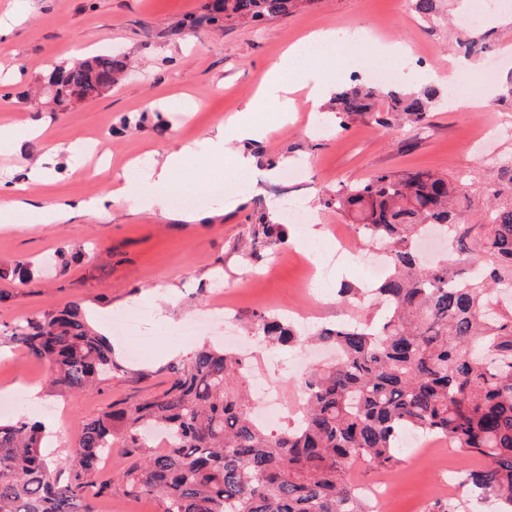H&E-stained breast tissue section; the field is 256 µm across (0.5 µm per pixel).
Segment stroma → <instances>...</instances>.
Masks as SVG:
<instances>
[{
    "label": "stroma",
    "mask_w": 512,
    "mask_h": 512,
    "mask_svg": "<svg viewBox=\"0 0 512 512\" xmlns=\"http://www.w3.org/2000/svg\"><path fill=\"white\" fill-rule=\"evenodd\" d=\"M202 0H0V16L15 15L19 22L0 40V123L37 124L43 134L26 140L12 153L0 155V171L23 177L37 162L51 160L48 184L28 190L36 207L78 202L102 195L110 173L146 153H164L207 137L216 121L242 110L262 83L268 68L293 43L311 31L328 27L339 33L370 30L371 41L361 43L358 62L367 72L399 67L416 82L435 72L437 84L447 87L455 76L460 52L444 30L424 28L407 0H316L285 17L259 26L225 23L218 32L190 34L180 24L196 12ZM505 64L497 70L480 69L472 82L477 94L464 110L442 105L427 125L391 129L370 120H351L347 130L324 128L325 116L308 111L303 94L287 123L275 112L258 108L255 118L266 125V135L255 143L261 161L252 177L276 183L291 168L307 165L306 186L287 200L232 186L235 206L210 195L214 178L223 176L228 161L205 159L189 172L176 174L175 183L193 181L195 194L206 205L166 211L132 212L113 203L106 211L89 210L55 224L30 225L19 220L0 229V268L26 258L34 264L64 250L73 254L68 266H56L20 281L0 278V325L31 313L52 310L77 300L100 321L102 330L127 312L144 309L137 330L111 336L120 370L100 388L57 395L47 394L40 405L29 402L0 414L10 421L24 415L52 423L46 450L56 463L64 461L76 434L72 422L95 418L117 403L132 404L150 398L171 384L170 364L177 352H189L203 343L220 344L222 329L201 324L210 303L234 305L233 327L247 345L252 367H264L270 384L281 391L283 408L297 397L295 374L288 370L286 350H272L256 341L246 326L253 313L281 314L283 308L303 302L315 314V326H333L375 317L371 303L344 305L322 296L301 297L306 269L297 243L305 227L289 224V241L277 251V263L249 257L250 227L259 207H283L299 202L316 228L324 249H332L334 234L351 231L349 219L333 212H317L314 203L323 190L362 180L381 172L431 169L476 181L483 164L512 152V105L497 103L494 89L501 75L512 71V7L496 11L483 27ZM401 43L410 56L379 61L375 46ZM128 56L130 69L111 91L89 102L54 108L38 102L35 91L44 73L75 60L76 50L92 53L100 45ZM191 96L196 111L180 112L177 102ZM148 113L147 122L122 127L121 117ZM105 131L94 142L95 154L110 159L109 172L97 173L79 144L87 135ZM166 321H156L154 310L165 303ZM0 350L15 352L0 360V398L44 388L46 369L35 359L16 352L0 338ZM438 460L403 453L394 469L397 495L390 512H424L435 495L449 497L458 512H493L492 500L476 502L462 483L465 471L481 466L477 457L443 446Z\"/></svg>",
    "instance_id": "1"
}]
</instances>
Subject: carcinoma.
<instances>
[{
    "instance_id": "cac0c4a2",
    "label": "carcinoma",
    "mask_w": 512,
    "mask_h": 512,
    "mask_svg": "<svg viewBox=\"0 0 512 512\" xmlns=\"http://www.w3.org/2000/svg\"><path fill=\"white\" fill-rule=\"evenodd\" d=\"M304 1L316 2L203 0L189 28H222L226 20L258 25ZM409 4L425 22L441 17L443 0ZM456 42L468 57L492 50L476 31ZM126 68V57L98 52L53 68L43 83L56 86L55 103L67 107L68 86L102 93ZM439 96L431 85L380 87L354 76L327 108L341 129L352 116L386 128L424 126ZM476 195L487 203L483 224L467 222ZM319 203L352 218L363 243L387 245V271L375 287L387 310L377 325L316 331L313 339L338 357L302 372L293 424L269 430L258 423L242 394L248 361L203 345L168 367V389L84 423L61 465L41 453L42 424L0 422V512H95L90 499L116 490L157 499L162 512H372L344 473L358 463L396 468L406 430L485 459L465 482L512 512V156L470 185L428 169L382 172L327 191ZM430 229L443 231L448 244V255L433 265L417 250ZM251 240L254 249L284 244L288 227L263 210ZM34 273L24 259L0 269L23 281ZM252 324L273 346L302 342L299 329L276 315L255 312ZM0 337L45 364L48 385L62 393L92 390L112 376V345L78 301L5 324ZM148 430L165 436L164 451L149 450ZM116 447L125 466L117 480L96 482L100 460Z\"/></svg>"
}]
</instances>
